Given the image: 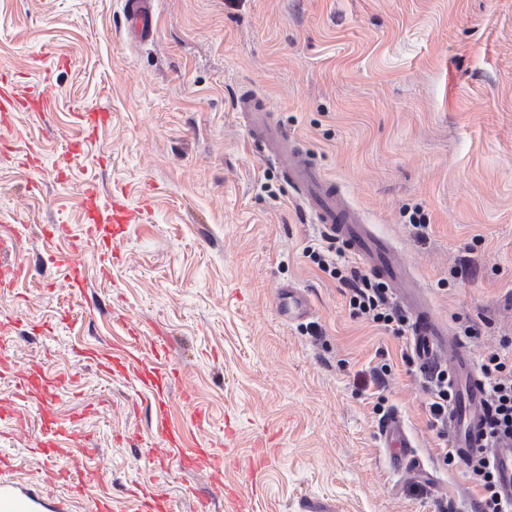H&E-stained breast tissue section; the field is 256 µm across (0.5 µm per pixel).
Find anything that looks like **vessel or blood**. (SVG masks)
<instances>
[{
  "mask_svg": "<svg viewBox=\"0 0 512 512\" xmlns=\"http://www.w3.org/2000/svg\"><path fill=\"white\" fill-rule=\"evenodd\" d=\"M126 37L135 42L152 40L156 31L155 0H123ZM236 109L249 116V136L253 143L267 150L281 167L282 174L295 187L301 204L310 211L325 232L344 243L348 250L387 287L411 315L410 340L418 364H425L443 354H451L448 387L453 401L448 412L451 446L459 463H466L480 452L490 461L498 478V495L512 506V436H501L495 443L486 441V384L479 375L472 355L463 347H449L448 332L419 295L407 265L396 257L393 244L368 224L362 213L325 178L305 153L294 145L287 127L264 121L253 97L240 96ZM310 302L305 293L292 285L280 286L278 312L291 322L308 317ZM159 445L164 452L157 458L165 465L166 449L178 445L180 438L168 424L165 412H158ZM379 438L388 450L390 470L415 474L425 468L399 413L388 414L379 427ZM57 480L69 485L75 495L92 500L93 512H114L115 504L105 495H96L95 487L77 471L57 472Z\"/></svg>",
  "mask_w": 512,
  "mask_h": 512,
  "instance_id": "b4317fda",
  "label": "vessel or blood"
}]
</instances>
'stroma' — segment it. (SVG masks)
<instances>
[{
    "label": "stroma",
    "mask_w": 512,
    "mask_h": 512,
    "mask_svg": "<svg viewBox=\"0 0 512 512\" xmlns=\"http://www.w3.org/2000/svg\"><path fill=\"white\" fill-rule=\"evenodd\" d=\"M156 19L155 40L132 44L122 0H0V75L28 94L0 145V225L21 230L6 261L27 270L0 287V484L29 512H89L52 480L75 466L102 471L117 512L143 490L175 512L202 498L208 512H470L481 492L439 455L450 440L402 358L408 337L353 316L348 288L306 256L325 231L235 103L252 94L287 126L475 361L512 358V0H157ZM82 106L107 116L95 134ZM91 180L105 197L126 190L137 216L113 225L105 263L82 236ZM73 244L81 288L64 285ZM288 283L309 319L278 315ZM159 347L181 372L168 406L183 447L224 455L239 505L204 465L155 468L156 401L136 371ZM382 364L387 386H363ZM23 371L52 387L18 395ZM45 411L72 433L51 458L35 450ZM386 411L427 474L387 471Z\"/></svg>",
    "instance_id": "obj_1"
}]
</instances>
